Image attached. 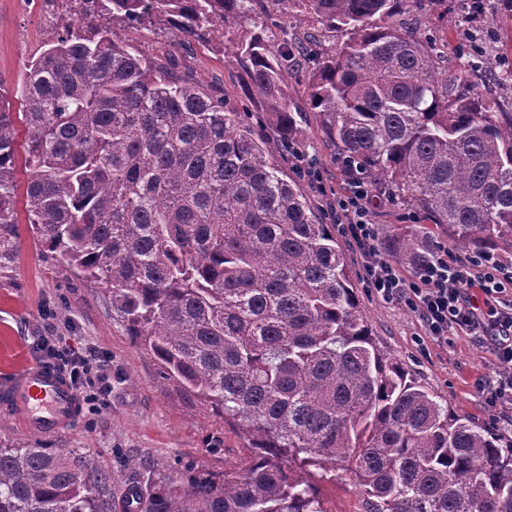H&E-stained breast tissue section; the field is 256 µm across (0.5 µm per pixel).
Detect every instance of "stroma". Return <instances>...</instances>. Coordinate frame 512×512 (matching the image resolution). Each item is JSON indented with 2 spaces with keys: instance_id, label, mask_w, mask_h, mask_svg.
Returning <instances> with one entry per match:
<instances>
[{
  "instance_id": "stroma-1",
  "label": "stroma",
  "mask_w": 512,
  "mask_h": 512,
  "mask_svg": "<svg viewBox=\"0 0 512 512\" xmlns=\"http://www.w3.org/2000/svg\"><path fill=\"white\" fill-rule=\"evenodd\" d=\"M481 15H468L462 0H448L447 14L423 7L416 16L422 31L448 43V65L468 58V38L484 36L489 68L512 70V18L497 0H484ZM251 20L228 19L223 39L175 44L164 26L143 29L116 25L119 43L146 56L174 48L180 68L207 88L222 92L229 106L241 107L242 72L233 42ZM64 21L50 0H0V86L12 88L27 60L61 29ZM307 64L288 72V94L300 112L303 130L294 146L320 174L311 180L291 153L280 162L325 223H333L336 196L348 176L334 143L325 134L309 101ZM17 223L0 227V391L24 367L38 365L34 344L41 336H61L74 346L93 347L112 356V394L108 405L80 401L72 422L60 431L37 436L15 423L0 407V441L16 448L33 443L48 448H84L112 476L114 498L136 482L159 481L187 470L214 474L235 472L251 454L239 430L209 402L173 379L163 378L150 351L137 346L116 317L112 303L94 281L57 261L34 237L24 203H17ZM373 221L380 237L396 229L425 223L419 211L388 193H378ZM350 265L360 306L376 344L402 360L411 374L450 409L472 421L512 435V406L492 404L481 388L495 376L498 362L492 344L475 345L463 336L435 341L424 338L416 313L378 297L365 282L366 259L355 243L339 236Z\"/></svg>"
}]
</instances>
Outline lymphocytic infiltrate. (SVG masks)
Here are the masks:
<instances>
[{"label": "lymphocytic infiltrate", "instance_id": "lymphocytic-infiltrate-1", "mask_svg": "<svg viewBox=\"0 0 512 512\" xmlns=\"http://www.w3.org/2000/svg\"><path fill=\"white\" fill-rule=\"evenodd\" d=\"M352 174V189L337 200L336 218L343 233L368 256L366 279L382 299L398 301L417 313L429 337L447 334L492 341L501 365L490 391L491 401L512 404V270L490 254L455 263L443 256L418 265L404 277L378 250L379 236L368 201L370 190L363 170L354 159H344ZM43 365L57 371L79 392H92L107 401L112 392V361L102 353L61 346L53 336L36 344Z\"/></svg>", "mask_w": 512, "mask_h": 512}]
</instances>
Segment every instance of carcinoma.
<instances>
[{"mask_svg": "<svg viewBox=\"0 0 512 512\" xmlns=\"http://www.w3.org/2000/svg\"><path fill=\"white\" fill-rule=\"evenodd\" d=\"M69 18L0 87V225L17 223L16 137L26 132L28 223L56 259L96 282L162 372L248 440L236 474L137 485L122 512H328L313 481L344 474L366 512H512V437L442 404L372 338L346 258L278 162L302 129L282 33L234 44L244 86L277 117L258 135L224 96L114 39L163 21L175 37H224L253 0H55ZM347 31L318 63L320 124L376 188L448 240L512 250V112L442 44L418 36L419 0H268ZM438 245L418 224L384 252L414 265ZM111 475L76 448L0 442V512H114Z\"/></svg>", "mask_w": 512, "mask_h": 512, "instance_id": "carcinoma-1", "label": "carcinoma"}]
</instances>
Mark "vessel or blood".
I'll list each match as a JSON object with an SVG mask.
<instances>
[{"instance_id":"vessel-or-blood-1","label":"vessel or blood","mask_w":512,"mask_h":512,"mask_svg":"<svg viewBox=\"0 0 512 512\" xmlns=\"http://www.w3.org/2000/svg\"><path fill=\"white\" fill-rule=\"evenodd\" d=\"M17 421L33 434H50L69 424L78 408L75 391L56 371L33 366L21 371L6 393Z\"/></svg>"}]
</instances>
